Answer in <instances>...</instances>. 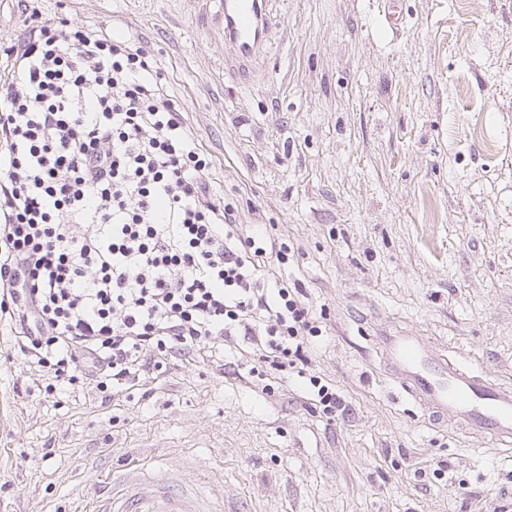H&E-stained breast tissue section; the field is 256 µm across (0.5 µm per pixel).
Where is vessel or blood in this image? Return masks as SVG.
Instances as JSON below:
<instances>
[{"mask_svg":"<svg viewBox=\"0 0 512 512\" xmlns=\"http://www.w3.org/2000/svg\"><path fill=\"white\" fill-rule=\"evenodd\" d=\"M224 59L228 76L247 78L266 50L271 34L267 0H224ZM382 355L393 376L434 423L450 421L467 433L512 449V389L436 352L427 338L381 333ZM93 512H211L204 495L186 487L176 473L158 475L130 463L117 486L106 487Z\"/></svg>","mask_w":512,"mask_h":512,"instance_id":"b4317fda","label":"vessel or blood"}]
</instances>
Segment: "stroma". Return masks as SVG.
<instances>
[{
    "instance_id": "obj_1",
    "label": "stroma",
    "mask_w": 512,
    "mask_h": 512,
    "mask_svg": "<svg viewBox=\"0 0 512 512\" xmlns=\"http://www.w3.org/2000/svg\"><path fill=\"white\" fill-rule=\"evenodd\" d=\"M403 19L381 24L388 5ZM251 79L224 75L218 0H37L153 57L240 234L282 245L322 333L259 377L244 336L150 398L45 393L0 335V512H81L138 461L219 512H512V452L431 423L379 331L426 337L512 387V0H271ZM345 414L328 420L310 378Z\"/></svg>"
}]
</instances>
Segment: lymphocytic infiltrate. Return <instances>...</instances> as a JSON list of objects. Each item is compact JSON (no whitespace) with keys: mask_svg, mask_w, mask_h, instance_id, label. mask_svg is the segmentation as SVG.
<instances>
[{"mask_svg":"<svg viewBox=\"0 0 512 512\" xmlns=\"http://www.w3.org/2000/svg\"><path fill=\"white\" fill-rule=\"evenodd\" d=\"M212 167L125 37L48 19L0 49V324L46 393L148 396L173 358L238 336L268 370L307 365L313 313Z\"/></svg>","mask_w":512,"mask_h":512,"instance_id":"lymphocytic-infiltrate-1","label":"lymphocytic infiltrate"}]
</instances>
